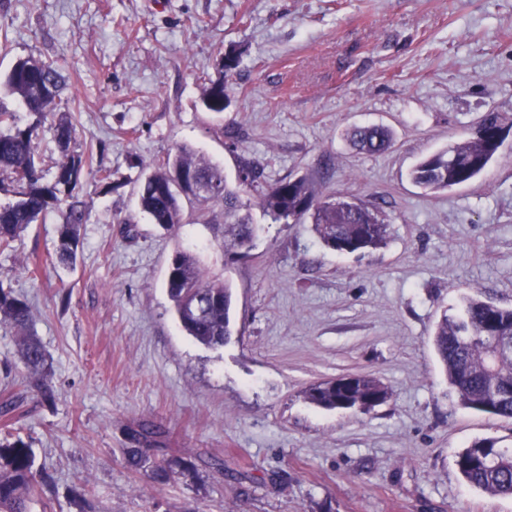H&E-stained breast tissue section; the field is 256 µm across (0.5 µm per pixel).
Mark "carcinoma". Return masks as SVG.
I'll use <instances>...</instances> for the list:
<instances>
[{"label":"carcinoma","mask_w":512,"mask_h":512,"mask_svg":"<svg viewBox=\"0 0 512 512\" xmlns=\"http://www.w3.org/2000/svg\"><path fill=\"white\" fill-rule=\"evenodd\" d=\"M4 85L26 112L37 117V122L24 125L15 113L0 107V125H5V130H0V174L10 175L18 184L16 199L0 205V249L8 248L22 231L59 203L64 193L69 203L50 260L68 267L76 261L80 228L85 223V211L75 190L84 170L92 168L93 152L70 150L75 125L68 101L61 97L66 78L55 66L32 58L20 59ZM203 103L210 112L224 111V83H211ZM49 117L53 118L61 152L51 178L43 174L36 146L38 123ZM502 125L511 127L512 117L492 113L484 128H476L468 138L421 158L411 171L412 181L432 193L469 183L496 157L495 128ZM348 137L354 147L368 154L384 153L393 144L391 131L380 125L354 127ZM179 173L213 185L214 191L200 195L173 189ZM137 183L140 211L150 223L165 230L180 224L182 200L199 197L203 202L224 206V251L249 247L256 237L257 225L243 212L240 194L228 186L223 169L191 147L182 146L167 155ZM259 205L275 221H297L311 214L322 243L339 254L375 248L386 239L387 225L377 209L362 201L355 204L341 198H322L302 177L268 186L261 191ZM165 288L188 335L209 347H221L230 339L232 288L226 281L209 277L192 253H174ZM30 320L28 303L0 284V323L4 321L17 331L23 363L33 375L43 377L48 354L30 334ZM432 345L448 386L462 407L512 420V307L467 296L459 316L442 313L432 334ZM390 397L386 385L364 374L348 376L340 383L335 378L322 381L306 390V399L325 409L344 406L368 411ZM157 431L153 424H142L127 432L124 455L130 467L138 468L148 460L144 443ZM455 465L467 486L491 496H512V448L497 446L493 438L478 439L459 453ZM33 467L29 442L11 433L0 439V512H32L48 481L46 475L36 481Z\"/></svg>","instance_id":"carcinoma-1"}]
</instances>
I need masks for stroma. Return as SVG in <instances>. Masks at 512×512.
<instances>
[{"instance_id": "stroma-1", "label": "stroma", "mask_w": 512, "mask_h": 512, "mask_svg": "<svg viewBox=\"0 0 512 512\" xmlns=\"http://www.w3.org/2000/svg\"><path fill=\"white\" fill-rule=\"evenodd\" d=\"M0 30V79L21 58L58 67L73 148L94 151L76 264L46 260L58 209L0 251V285L29 303L51 359L47 404L0 324V397L17 399L10 426L53 479L33 512H512L455 465L477 439L512 448V421L462 408L430 341L462 296L512 306V134L469 184L430 193L409 178L484 113L512 114V0H0ZM217 79L221 113L203 105ZM373 124L393 147L356 151L347 131ZM183 145L231 182L248 162L260 188L305 177L359 197L383 212L387 241L337 254L310 221L272 222L249 190L250 249L225 253L218 203L185 205L164 231L135 181ZM179 249L232 286L224 346L176 319L164 279ZM352 373L382 381L388 402L306 400ZM143 422L163 429L151 448L170 479L125 461Z\"/></svg>"}]
</instances>
